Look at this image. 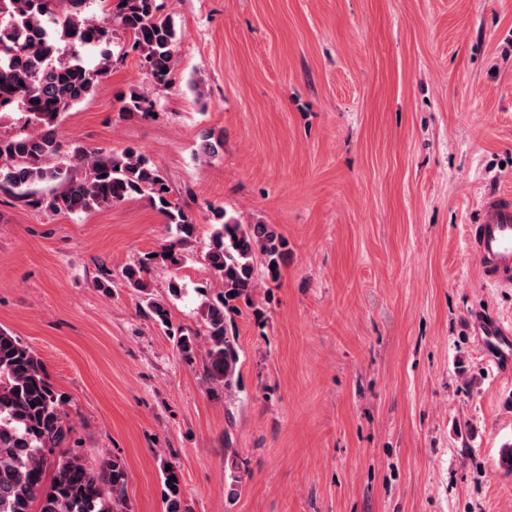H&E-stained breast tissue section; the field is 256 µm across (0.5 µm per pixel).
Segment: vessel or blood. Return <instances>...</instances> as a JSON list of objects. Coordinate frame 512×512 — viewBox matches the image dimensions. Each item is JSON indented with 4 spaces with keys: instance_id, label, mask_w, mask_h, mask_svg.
Returning a JSON list of instances; mask_svg holds the SVG:
<instances>
[{
    "instance_id": "b4317fda",
    "label": "vessel or blood",
    "mask_w": 512,
    "mask_h": 512,
    "mask_svg": "<svg viewBox=\"0 0 512 512\" xmlns=\"http://www.w3.org/2000/svg\"><path fill=\"white\" fill-rule=\"evenodd\" d=\"M468 245L482 282L512 288V192L490 190L480 197ZM478 330L482 348L496 366L512 367V324L483 316Z\"/></svg>"
}]
</instances>
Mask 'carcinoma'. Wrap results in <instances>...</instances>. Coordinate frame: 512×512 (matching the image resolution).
<instances>
[{"label":"carcinoma","instance_id":"1","mask_svg":"<svg viewBox=\"0 0 512 512\" xmlns=\"http://www.w3.org/2000/svg\"><path fill=\"white\" fill-rule=\"evenodd\" d=\"M0 0V112L28 114L33 132L0 139V189L11 191L33 208L75 213L108 208L143 197L175 228L173 240L123 270L131 288H142V274L160 259L172 266L195 235L196 224L171 201L163 175L141 153L120 157L75 147L71 161L58 162L62 143L59 119L88 98L112 71V37L123 33L139 55L144 73L166 83L175 68V22L160 14L158 0ZM149 97L138 91L123 99L122 111L147 113ZM38 182H56L47 194ZM214 231L204 261L223 286L216 298L204 296L207 376L232 386L239 354L229 326L250 304L256 270L275 274L286 241L269 224H243L225 210L213 212ZM146 315L169 325L159 302L146 303ZM64 400L48 382L41 360L17 337L0 328V512H125L127 474L117 462L96 470L72 447L73 427ZM49 460H43L46 449ZM179 473L164 472L166 512H182Z\"/></svg>","mask_w":512,"mask_h":512}]
</instances>
